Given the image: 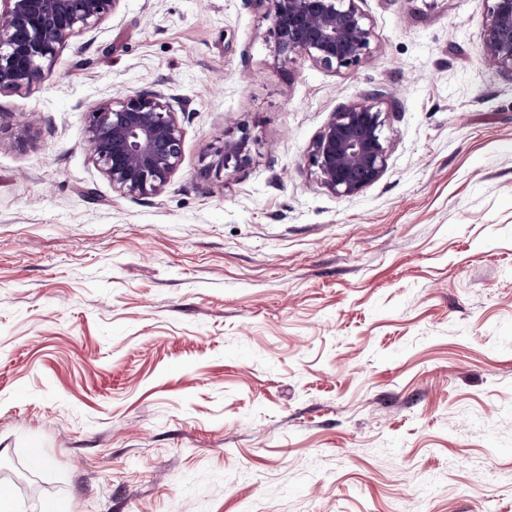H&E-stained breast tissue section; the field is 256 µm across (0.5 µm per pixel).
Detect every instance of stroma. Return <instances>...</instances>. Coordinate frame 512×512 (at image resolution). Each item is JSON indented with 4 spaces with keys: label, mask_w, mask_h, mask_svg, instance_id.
Instances as JSON below:
<instances>
[{
    "label": "stroma",
    "mask_w": 512,
    "mask_h": 512,
    "mask_svg": "<svg viewBox=\"0 0 512 512\" xmlns=\"http://www.w3.org/2000/svg\"><path fill=\"white\" fill-rule=\"evenodd\" d=\"M357 5L334 73L276 60L267 0H120L0 95V474L36 447L48 489L19 512H512V79L486 0ZM145 89L182 155L129 196L87 116ZM367 95L387 167L339 197L309 154ZM482 56L512 79V0H487ZM218 165L224 168L230 161L243 162L246 155V142L243 139H225L219 150Z\"/></svg>",
    "instance_id": "1"
}]
</instances>
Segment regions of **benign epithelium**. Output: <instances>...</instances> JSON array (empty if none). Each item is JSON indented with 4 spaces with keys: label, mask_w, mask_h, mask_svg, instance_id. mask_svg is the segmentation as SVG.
I'll use <instances>...</instances> for the list:
<instances>
[{
    "label": "benign epithelium",
    "mask_w": 512,
    "mask_h": 512,
    "mask_svg": "<svg viewBox=\"0 0 512 512\" xmlns=\"http://www.w3.org/2000/svg\"><path fill=\"white\" fill-rule=\"evenodd\" d=\"M120 0H0V94L42 81L65 42L95 28ZM268 37L274 57L305 54L340 73L370 53L371 26L356 0H268ZM482 56L512 78V0H490ZM382 112L365 98L333 113L315 139L310 162L321 184L350 197L385 172L389 144ZM85 147L112 182L131 196L154 195L168 183L182 154V131L164 93L141 90L101 101L89 113ZM246 159L243 139H226L218 165Z\"/></svg>",
    "instance_id": "1"
}]
</instances>
